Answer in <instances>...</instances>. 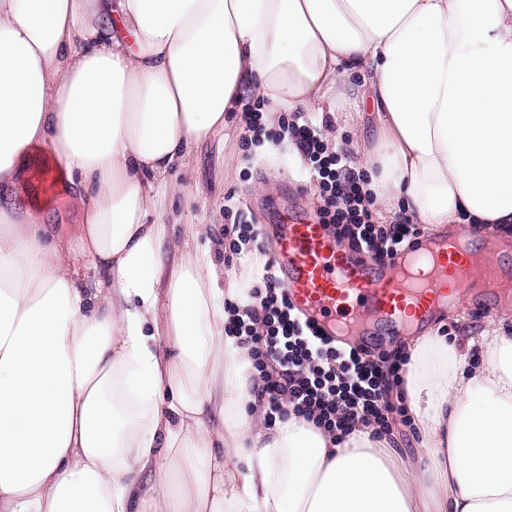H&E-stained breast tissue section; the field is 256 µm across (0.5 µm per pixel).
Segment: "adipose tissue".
<instances>
[{"instance_id": "1", "label": "adipose tissue", "mask_w": 512, "mask_h": 512, "mask_svg": "<svg viewBox=\"0 0 512 512\" xmlns=\"http://www.w3.org/2000/svg\"><path fill=\"white\" fill-rule=\"evenodd\" d=\"M249 95L370 97L379 207L512 224V0H0V512H512L505 321L410 337L414 459L269 423L210 225L157 218Z\"/></svg>"}]
</instances>
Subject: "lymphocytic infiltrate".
<instances>
[{
    "instance_id": "f902f5d3",
    "label": "lymphocytic infiltrate",
    "mask_w": 512,
    "mask_h": 512,
    "mask_svg": "<svg viewBox=\"0 0 512 512\" xmlns=\"http://www.w3.org/2000/svg\"><path fill=\"white\" fill-rule=\"evenodd\" d=\"M247 128L252 143L267 137L276 146H296L307 163V176L321 190L320 221L338 243L381 261L422 235L420 225L408 216L378 222L363 172L351 167L344 150L322 139L316 120L285 121L270 134L257 111ZM229 313L226 333L252 347L253 369L261 380L253 392L265 402L269 420L292 415L332 436L346 435L358 421L381 436L391 435L395 425L411 426L402 394L406 356L393 351L372 360L361 349L337 346L292 305L271 263H264L260 281L248 289L244 304L230 306Z\"/></svg>"
}]
</instances>
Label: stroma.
<instances>
[{"mask_svg":"<svg viewBox=\"0 0 512 512\" xmlns=\"http://www.w3.org/2000/svg\"><path fill=\"white\" fill-rule=\"evenodd\" d=\"M336 138L339 144L358 141L361 153H368L379 134L371 102H364L357 119H348L345 106L336 109ZM244 125L230 121L224 130L196 147L190 160L191 173L184 181V193L168 197L161 217L176 224H211L216 239H223L225 226L245 221L260 232L261 251L243 259L230 258L228 250H218L217 261L225 262L241 287L256 280L255 271L275 253L282 232L280 221L289 207L299 206L317 213L322 205L320 189L306 180L305 162L295 160L287 148L269 153L267 146L244 148ZM232 202H225V195ZM470 307L450 308L422 322L421 330L446 331L463 335L490 318H506L512 323V303L504 296L488 298L482 288H472Z\"/></svg>","mask_w":512,"mask_h":512,"instance_id":"35a3bbf8","label":"stroma"}]
</instances>
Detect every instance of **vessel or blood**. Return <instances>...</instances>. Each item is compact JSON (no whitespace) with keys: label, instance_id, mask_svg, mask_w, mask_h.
I'll list each match as a JSON object with an SVG mask.
<instances>
[{"label":"vessel or blood","instance_id":"b4317fda","mask_svg":"<svg viewBox=\"0 0 512 512\" xmlns=\"http://www.w3.org/2000/svg\"><path fill=\"white\" fill-rule=\"evenodd\" d=\"M431 268L403 278L401 258L383 262L356 252L341 250L324 225L307 217L289 216L274 266H285L284 286L294 306L310 320L327 317L337 330L350 327L357 310L374 313L387 324L401 323L406 315L424 318L442 298L463 300L473 276L467 254L455 243L430 245L420 237L413 251Z\"/></svg>","mask_w":512,"mask_h":512}]
</instances>
